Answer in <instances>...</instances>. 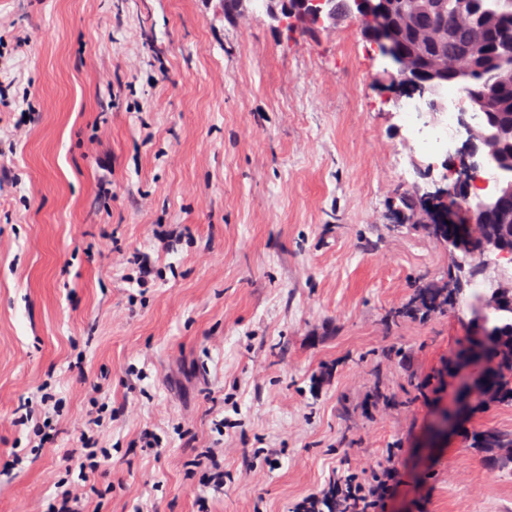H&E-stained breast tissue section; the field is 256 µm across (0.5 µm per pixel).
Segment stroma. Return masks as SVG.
I'll list each match as a JSON object with an SVG mask.
<instances>
[{"mask_svg": "<svg viewBox=\"0 0 512 512\" xmlns=\"http://www.w3.org/2000/svg\"><path fill=\"white\" fill-rule=\"evenodd\" d=\"M0 26L20 37L0 45V512H47L103 405L89 512H291L396 441L386 512H512V477L465 440L511 431L512 406L435 441L457 380L417 391L458 364L470 315L388 320L459 255L392 210L428 154L360 21L308 36L229 22L222 0H0ZM133 253L160 270L142 292ZM48 379L65 413L10 469L12 414ZM205 450L223 487L186 465Z\"/></svg>", "mask_w": 512, "mask_h": 512, "instance_id": "obj_1", "label": "stroma"}]
</instances>
